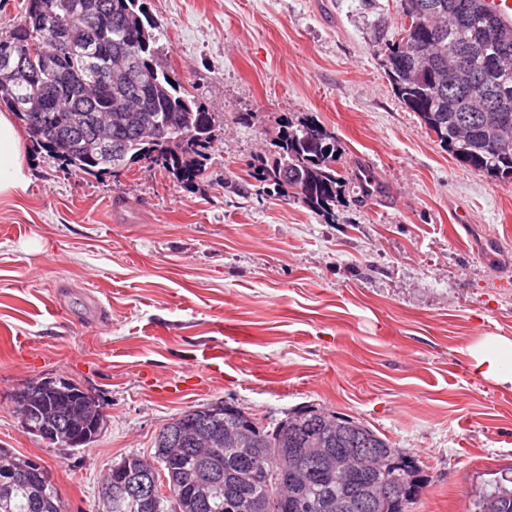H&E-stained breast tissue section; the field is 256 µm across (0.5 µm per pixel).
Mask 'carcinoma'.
<instances>
[{
  "label": "carcinoma",
  "instance_id": "cac0c4a2",
  "mask_svg": "<svg viewBox=\"0 0 512 512\" xmlns=\"http://www.w3.org/2000/svg\"><path fill=\"white\" fill-rule=\"evenodd\" d=\"M146 0H26L24 15L0 32V106L23 122L29 139L61 164L86 175L157 166L185 188L203 178L220 128L209 112L158 62L159 26ZM415 25L385 40L383 65L395 96L415 113L458 162L512 179V50L480 37L485 22L512 38V25L482 0H400ZM467 69L448 88V45ZM143 76L136 85L112 81L117 54ZM479 78L490 101L504 108L498 125L474 111L463 88ZM340 144L316 117L285 119L271 149L253 158L250 177L262 191L292 195L331 220L346 187L360 174L336 169ZM29 425L55 433L92 432L103 416L99 399L72 380L32 382L14 395ZM155 458L182 512H297L281 496L278 476L293 477L294 502L307 512H409L421 479L414 459L364 422L315 408L296 410L267 429L242 408L222 401L183 411L159 431ZM354 498L349 509L340 502ZM150 501L113 492L111 512H165ZM0 512H65L40 463L0 446ZM472 512H512V488L497 482Z\"/></svg>",
  "mask_w": 512,
  "mask_h": 512
}]
</instances>
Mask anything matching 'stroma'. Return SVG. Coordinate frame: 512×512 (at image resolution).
Masks as SVG:
<instances>
[{
    "mask_svg": "<svg viewBox=\"0 0 512 512\" xmlns=\"http://www.w3.org/2000/svg\"><path fill=\"white\" fill-rule=\"evenodd\" d=\"M146 3L160 64L224 125L191 188L28 147L27 190L0 199V446L45 467L66 512H100L111 464L151 458L177 413L225 401L270 426L312 405L414 458L411 512H471L512 477V390L462 354L512 339V181L457 162L394 95L377 33L399 35L400 0ZM306 114L335 132L338 170L380 186L347 190L331 223L250 176ZM59 376L103 406L89 447L20 423L15 392Z\"/></svg>",
    "mask_w": 512,
    "mask_h": 512,
    "instance_id": "obj_1",
    "label": "stroma"
}]
</instances>
